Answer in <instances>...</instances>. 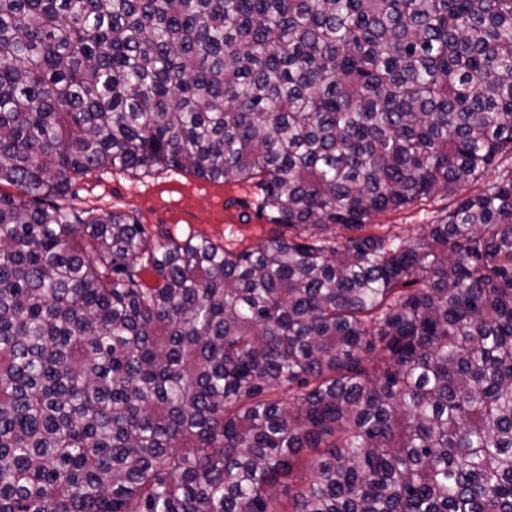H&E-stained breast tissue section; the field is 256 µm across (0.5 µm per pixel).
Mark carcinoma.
<instances>
[{
  "label": "carcinoma",
  "mask_w": 512,
  "mask_h": 512,
  "mask_svg": "<svg viewBox=\"0 0 512 512\" xmlns=\"http://www.w3.org/2000/svg\"><path fill=\"white\" fill-rule=\"evenodd\" d=\"M506 158L512 0H0V512H512ZM155 168L276 229L72 203ZM446 206H448V200L438 202L422 201L400 212L378 214L372 219V223L399 224L394 226L393 229H401L400 234L406 240L414 239L419 236L424 224H432V221L441 219L444 216V207Z\"/></svg>",
  "instance_id": "obj_1"
}]
</instances>
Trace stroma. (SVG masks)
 <instances>
[{
	"instance_id": "1",
	"label": "stroma",
	"mask_w": 512,
	"mask_h": 512,
	"mask_svg": "<svg viewBox=\"0 0 512 512\" xmlns=\"http://www.w3.org/2000/svg\"><path fill=\"white\" fill-rule=\"evenodd\" d=\"M81 206L104 214L120 206L135 215L150 234L179 227L216 244L238 239L244 244L268 237L271 225L255 208L245 207L252 191L234 181L212 182L190 173L92 174L80 180ZM444 202L422 201L406 210L375 216L378 224H396L404 239L419 236L423 225L441 219Z\"/></svg>"
}]
</instances>
